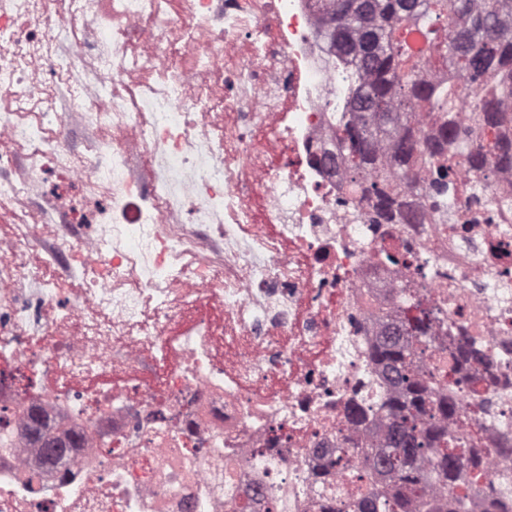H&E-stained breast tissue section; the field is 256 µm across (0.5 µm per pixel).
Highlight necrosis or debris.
Listing matches in <instances>:
<instances>
[{"label": "necrosis or debris", "instance_id": "necrosis-or-debris-1", "mask_svg": "<svg viewBox=\"0 0 512 512\" xmlns=\"http://www.w3.org/2000/svg\"><path fill=\"white\" fill-rule=\"evenodd\" d=\"M166 2L112 0L117 26L90 55L112 75L83 113L112 129L97 146L112 176L71 200L95 236L80 287L25 250L0 260V512H352L356 493L391 494L362 460L398 393L373 351L406 299L442 310L430 333L452 358L435 384L456 400L444 426L476 438L466 512H491L492 493L512 495V212L468 208L465 169L449 205L468 223L430 212L423 174L401 195L420 221L374 223L334 156L352 65L310 0ZM9 3L0 78L41 118L1 112L0 126L30 144V168L71 183L84 162L45 149L59 117L43 104L79 78L67 63L45 84L26 73L95 0H61L42 35L17 19L45 0ZM190 237L195 265L174 264ZM34 409L78 438L56 469L26 437ZM340 447L339 472L327 461Z\"/></svg>", "mask_w": 512, "mask_h": 512}]
</instances>
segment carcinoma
<instances>
[{
	"mask_svg": "<svg viewBox=\"0 0 512 512\" xmlns=\"http://www.w3.org/2000/svg\"><path fill=\"white\" fill-rule=\"evenodd\" d=\"M323 23L330 39L355 66L357 88L345 112L337 113L336 145L344 154L350 186L373 195L388 212L409 173L388 180L372 172L374 153L389 152L421 170L438 172L456 191L467 166L477 173L472 196L486 176L512 162V145L502 136L512 128V0H324ZM448 69V81L433 72ZM470 139L461 147L459 111ZM448 134V156L436 157L417 131L422 119ZM431 314L411 322L410 332L384 330L376 357L385 362L399 389L388 405L385 442L366 454L365 465L389 481L425 489L465 483L463 455L469 447L434 425L443 402L428 394L416 358L435 338L414 336ZM381 512H413V501L395 494Z\"/></svg>",
	"mask_w": 512,
	"mask_h": 512,
	"instance_id": "carcinoma-1",
	"label": "carcinoma"
}]
</instances>
